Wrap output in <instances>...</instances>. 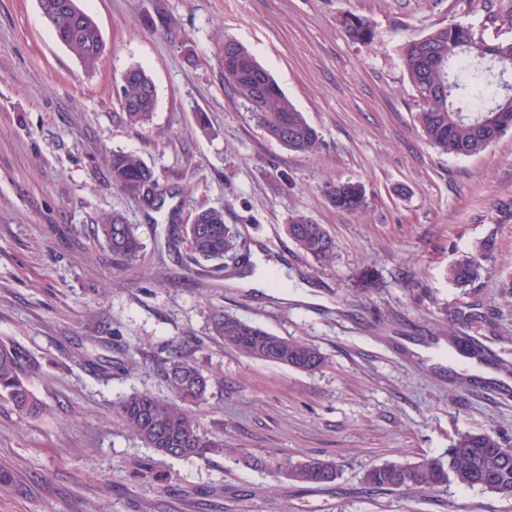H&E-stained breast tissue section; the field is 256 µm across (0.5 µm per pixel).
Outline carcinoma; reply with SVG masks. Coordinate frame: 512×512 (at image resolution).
Listing matches in <instances>:
<instances>
[{"label": "carcinoma", "mask_w": 512, "mask_h": 512, "mask_svg": "<svg viewBox=\"0 0 512 512\" xmlns=\"http://www.w3.org/2000/svg\"><path fill=\"white\" fill-rule=\"evenodd\" d=\"M349 36L362 44L374 41L372 22L354 14L344 17ZM72 34L67 49L86 67H92L103 53L99 28L79 8L71 19ZM401 56L415 97L421 103L415 114L417 127L440 152L456 157H473L487 151L512 129V90H506L500 64L512 60V40H487L470 25L452 22L425 36H409L401 45ZM224 78L239 98L248 102L268 136L290 151L311 153L319 135L282 92L272 75L242 45L224 43ZM122 109L130 122L148 121L156 107L153 81L140 67L127 70L120 92ZM112 186L152 208L162 207L155 173L137 156L114 151L109 160ZM329 201L339 210L356 212L367 205L362 188L351 181L326 186ZM198 223L184 226V239L194 259L213 261L224 269V259L234 258L237 237L224 223V212L203 209ZM97 233L112 256L131 263L143 248L137 228L118 213L98 225ZM288 238L303 253L321 263L335 258L336 244L326 228L298 214L287 226ZM496 250V240L487 236L474 249L448 264V283L465 288L478 279L480 259ZM212 329L225 345L247 357L312 373L325 359L314 346L276 336L237 316L219 310ZM40 364L17 343L0 342V393L15 411L28 416L37 407L29 379ZM169 396L135 392L119 406L126 429L147 447L181 459L205 456L221 448L202 430L191 408L205 403L210 379L182 353L174 350L165 362ZM500 442L488 433L465 432L458 436L447 454L425 457L416 462L390 460L367 471L365 483L375 490L396 487L400 476L405 483L437 491L454 482L466 488H480L512 497V455L500 453ZM291 480L302 484H328L337 478L336 463L310 458L283 462Z\"/></svg>", "instance_id": "1"}]
</instances>
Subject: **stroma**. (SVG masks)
I'll return each mask as SVG.
<instances>
[{
	"label": "stroma",
	"instance_id": "obj_1",
	"mask_svg": "<svg viewBox=\"0 0 512 512\" xmlns=\"http://www.w3.org/2000/svg\"><path fill=\"white\" fill-rule=\"evenodd\" d=\"M106 44L93 69L62 46L38 0H0V340L39 361L40 404L19 417L0 397V469L14 477L0 512H512V499L449 484L375 491L366 472L388 460L444 455L482 431L512 447V130L456 158L431 147L400 45L451 22L488 39L512 26L484 0H79ZM371 20L375 40L342 24ZM244 46L318 131L311 154L272 140L224 81L225 40ZM150 74L157 106L131 124L122 76ZM115 151L158 180L155 210L113 188ZM359 183L349 213L325 186ZM222 210L239 237L223 271L195 263L173 224ZM122 214L144 249L120 267L94 238ZM303 214L336 241L321 265L289 240ZM495 235L497 249L466 289L450 261ZM371 271L378 287H365ZM276 273L283 286H236ZM307 284L300 293L299 284ZM223 309L312 344L328 364L303 373L246 357L215 339ZM471 313V355L448 326ZM211 376L197 415L221 450L176 459L146 447L113 405L136 391L166 395L172 348ZM336 462L335 482L289 479L284 459ZM343 24L353 40L367 45L374 41V27L369 19L349 14L344 17Z\"/></svg>",
	"mask_w": 512,
	"mask_h": 512
}]
</instances>
